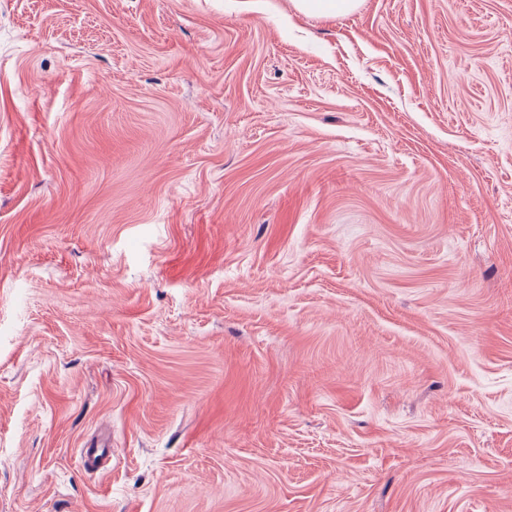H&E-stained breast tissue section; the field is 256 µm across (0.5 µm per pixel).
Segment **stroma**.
Here are the masks:
<instances>
[{
    "label": "stroma",
    "mask_w": 512,
    "mask_h": 512,
    "mask_svg": "<svg viewBox=\"0 0 512 512\" xmlns=\"http://www.w3.org/2000/svg\"><path fill=\"white\" fill-rule=\"evenodd\" d=\"M244 2L0 0V512H512V0ZM296 8L306 14L338 16L354 11L358 0H295Z\"/></svg>",
    "instance_id": "obj_1"
}]
</instances>
